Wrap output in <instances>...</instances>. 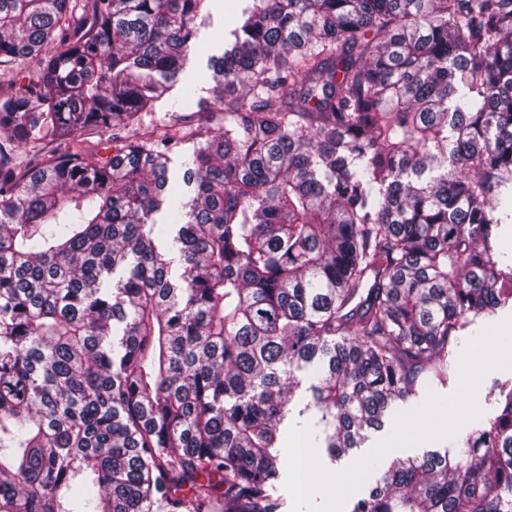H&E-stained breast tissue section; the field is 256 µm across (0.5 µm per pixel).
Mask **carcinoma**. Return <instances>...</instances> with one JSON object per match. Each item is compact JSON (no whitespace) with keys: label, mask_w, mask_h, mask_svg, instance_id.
I'll return each mask as SVG.
<instances>
[{"label":"carcinoma","mask_w":512,"mask_h":512,"mask_svg":"<svg viewBox=\"0 0 512 512\" xmlns=\"http://www.w3.org/2000/svg\"><path fill=\"white\" fill-rule=\"evenodd\" d=\"M0 0V512H279L288 421L336 462L512 305V0ZM196 101L220 125L86 130ZM67 140L11 165L16 147ZM168 227L155 236L157 217ZM349 512H512V385ZM247 0H213L209 2V16L200 26L196 40V49L191 54L182 80L193 82L199 87V95L205 98L212 96L213 84L208 80V61L212 55H221L224 43L230 39L229 31L233 28L234 14L247 8Z\"/></svg>","instance_id":"carcinoma-1"}]
</instances>
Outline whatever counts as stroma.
Wrapping results in <instances>:
<instances>
[{
	"label": "stroma",
	"mask_w": 512,
	"mask_h": 512,
	"mask_svg": "<svg viewBox=\"0 0 512 512\" xmlns=\"http://www.w3.org/2000/svg\"><path fill=\"white\" fill-rule=\"evenodd\" d=\"M248 0H211L209 16L200 26L196 49L182 74L183 80L195 83L199 94L210 97L208 61L222 54L235 13L247 8ZM210 113L196 107L174 112L159 109L143 113L138 125L115 126L102 133H86L83 145L100 156L111 155L115 146L139 139L143 134L163 131L175 125L186 132L213 126ZM512 326V311L503 310L489 323L464 331L456 356L448 364L446 383L419 395L399 401L393 407L395 431L372 433L365 449L386 457L398 452L424 455L430 451L445 452L454 448L466 428L478 417L492 413L496 405L488 392L495 381L512 379V347L497 346L504 329ZM305 472L308 488L298 487V472ZM362 481L359 463H331L323 449L307 441L296 442L286 457L280 485L285 502L283 512H343L346 498Z\"/></svg>",
	"instance_id": "stroma-1"
}]
</instances>
